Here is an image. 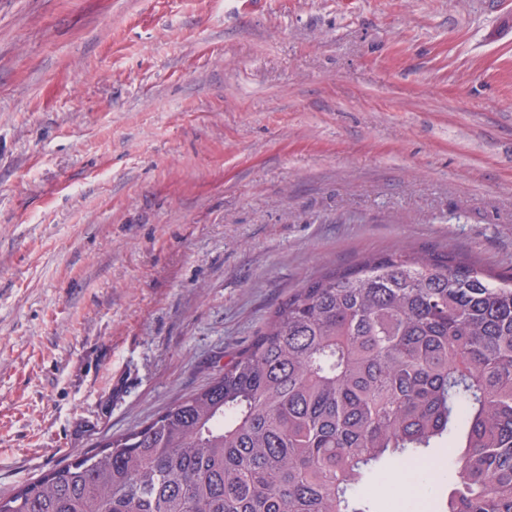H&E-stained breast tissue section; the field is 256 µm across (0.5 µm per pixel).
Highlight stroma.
<instances>
[{"instance_id":"1","label":"stroma","mask_w":512,"mask_h":512,"mask_svg":"<svg viewBox=\"0 0 512 512\" xmlns=\"http://www.w3.org/2000/svg\"><path fill=\"white\" fill-rule=\"evenodd\" d=\"M402 243L512 269V0H0V498Z\"/></svg>"}]
</instances>
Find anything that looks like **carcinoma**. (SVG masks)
Instances as JSON below:
<instances>
[{
	"instance_id": "obj_1",
	"label": "carcinoma",
	"mask_w": 512,
	"mask_h": 512,
	"mask_svg": "<svg viewBox=\"0 0 512 512\" xmlns=\"http://www.w3.org/2000/svg\"><path fill=\"white\" fill-rule=\"evenodd\" d=\"M442 443V512H512V276L402 244L306 280L207 386L0 512H371L386 458Z\"/></svg>"
}]
</instances>
